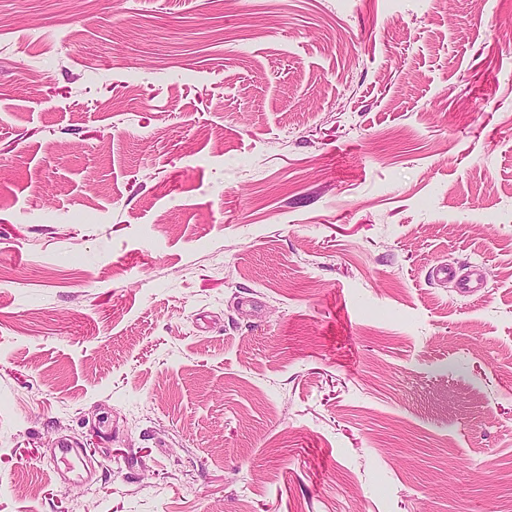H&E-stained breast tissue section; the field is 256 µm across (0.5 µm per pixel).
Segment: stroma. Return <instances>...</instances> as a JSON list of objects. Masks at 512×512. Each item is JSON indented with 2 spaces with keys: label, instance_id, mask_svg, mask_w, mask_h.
<instances>
[{
  "label": "stroma",
  "instance_id": "stroma-1",
  "mask_svg": "<svg viewBox=\"0 0 512 512\" xmlns=\"http://www.w3.org/2000/svg\"><path fill=\"white\" fill-rule=\"evenodd\" d=\"M511 33L0 0V512H512ZM434 274L440 280L454 281L466 293L475 294L483 288L480 269L475 266L466 274H460L455 266L448 264L436 267ZM50 467L57 475L64 471L80 475L81 471L87 467L86 457L83 453L73 450L68 444H61L50 461Z\"/></svg>",
  "mask_w": 512,
  "mask_h": 512
}]
</instances>
